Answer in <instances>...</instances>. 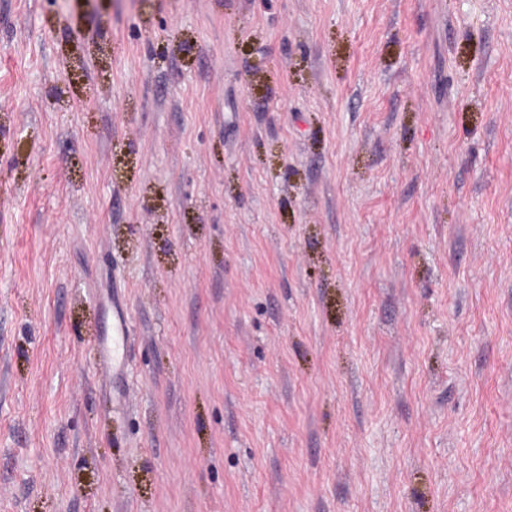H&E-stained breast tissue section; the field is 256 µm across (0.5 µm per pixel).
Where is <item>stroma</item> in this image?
<instances>
[{
  "instance_id": "stroma-1",
  "label": "stroma",
  "mask_w": 512,
  "mask_h": 512,
  "mask_svg": "<svg viewBox=\"0 0 512 512\" xmlns=\"http://www.w3.org/2000/svg\"><path fill=\"white\" fill-rule=\"evenodd\" d=\"M0 512H512V0H0Z\"/></svg>"
}]
</instances>
